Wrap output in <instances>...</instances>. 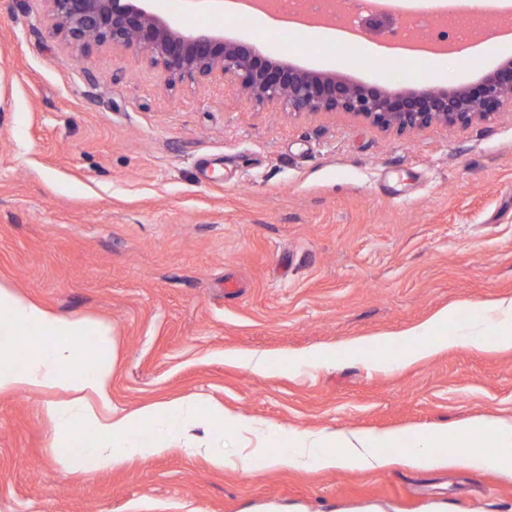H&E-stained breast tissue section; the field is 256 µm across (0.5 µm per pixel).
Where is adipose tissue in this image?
<instances>
[{"mask_svg":"<svg viewBox=\"0 0 512 512\" xmlns=\"http://www.w3.org/2000/svg\"><path fill=\"white\" fill-rule=\"evenodd\" d=\"M454 314L442 310L400 336L370 337L348 345L345 351L364 355L397 343L405 349L399 359L406 366L447 348L448 344L479 347L486 328H493L499 347L512 348V299L479 309L466 331L450 336L443 330ZM0 395L20 391L43 393L42 409L52 420L56 433L52 448L58 461L69 470L93 463L103 470L122 465L131 458L144 461L168 450L171 437L179 434L201 412H208L216 431L233 430L241 449L240 468L256 470L267 466L299 469L336 466L379 469L391 454L421 468L439 463L440 451L456 443L458 458L473 467L512 472V424L493 418L471 420L465 427L447 426L422 434L390 431L379 434L358 431L295 432L250 419L225 415L221 405L202 409L192 397L150 404L125 413L112 407V359L110 331L81 319H69L18 294L0 279ZM95 336L91 351L78 352L76 344ZM340 348L314 352L304 358L286 357L270 361L253 354L245 366L258 375L285 371L299 363H320L340 355ZM152 425L151 439L138 432L141 424ZM494 436L497 445L486 450L484 439ZM276 439L278 453H268L266 445Z\"/></svg>","mask_w":512,"mask_h":512,"instance_id":"1","label":"adipose tissue"}]
</instances>
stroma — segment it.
Here are the masks:
<instances>
[{
	"mask_svg": "<svg viewBox=\"0 0 512 512\" xmlns=\"http://www.w3.org/2000/svg\"><path fill=\"white\" fill-rule=\"evenodd\" d=\"M46 0H0V279L110 328L112 404L194 397L298 432L421 433L512 422V350L400 348L255 375L271 360L390 336L512 298V105L472 127L387 133L351 115L256 104L221 77L167 86L143 54L80 53ZM171 17L316 71L383 84L385 35L269 41L220 0ZM498 30L418 82L469 84L512 58ZM43 393L0 395V512H512V473L404 463L366 471L214 469L238 440L200 417L170 450L112 471H64ZM195 455H188V448Z\"/></svg>",
	"mask_w": 512,
	"mask_h": 512,
	"instance_id": "35a3bbf8",
	"label": "stroma"
}]
</instances>
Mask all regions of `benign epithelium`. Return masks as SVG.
I'll use <instances>...</instances> for the list:
<instances>
[{
	"instance_id": "7a95c632",
	"label": "benign epithelium",
	"mask_w": 512,
	"mask_h": 512,
	"mask_svg": "<svg viewBox=\"0 0 512 512\" xmlns=\"http://www.w3.org/2000/svg\"><path fill=\"white\" fill-rule=\"evenodd\" d=\"M46 2L55 29L83 51L110 46L143 53L162 66L170 85L220 73L249 99L293 113L344 112L385 132L403 134L433 125L484 123L512 102L511 58L473 84H417L397 90L308 70L218 31L187 30L157 14L152 0ZM392 14L391 2L385 0L365 27L392 34Z\"/></svg>"
}]
</instances>
